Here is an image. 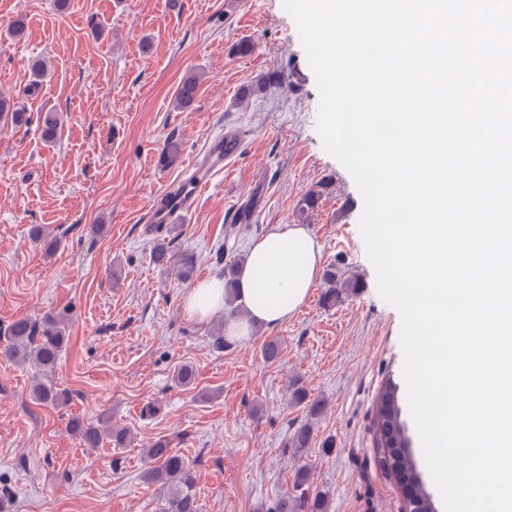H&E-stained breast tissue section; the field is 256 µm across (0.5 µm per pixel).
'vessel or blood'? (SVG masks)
<instances>
[{
	"label": "vessel or blood",
	"instance_id": "vessel-or-blood-1",
	"mask_svg": "<svg viewBox=\"0 0 512 512\" xmlns=\"http://www.w3.org/2000/svg\"><path fill=\"white\" fill-rule=\"evenodd\" d=\"M242 151V140L228 136L214 143L204 165L194 175L165 189L152 202L147 217L148 232L155 233L167 225L178 223L196 207L199 195L212 177L223 172L228 161Z\"/></svg>",
	"mask_w": 512,
	"mask_h": 512
}]
</instances>
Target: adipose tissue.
<instances>
[{
	"instance_id": "adipose-tissue-1",
	"label": "adipose tissue",
	"mask_w": 512,
	"mask_h": 512,
	"mask_svg": "<svg viewBox=\"0 0 512 512\" xmlns=\"http://www.w3.org/2000/svg\"><path fill=\"white\" fill-rule=\"evenodd\" d=\"M322 273L321 247L300 225L277 224L255 240L237 274L238 293L249 315L230 321L226 333L247 337L252 325L286 322L308 299ZM224 306V282L213 277L188 292L184 308L205 319Z\"/></svg>"
}]
</instances>
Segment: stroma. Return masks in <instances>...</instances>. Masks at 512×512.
<instances>
[{
	"mask_svg": "<svg viewBox=\"0 0 512 512\" xmlns=\"http://www.w3.org/2000/svg\"><path fill=\"white\" fill-rule=\"evenodd\" d=\"M16 19L26 24L20 39L7 33ZM39 59L51 73L30 94ZM191 71L203 79L185 112L175 91ZM260 82L263 91L241 98ZM0 95L32 116L22 128L0 117V348L14 320L65 313L52 380L69 397L59 407L35 401L33 369L0 355V512H159L141 451L160 438L193 465L202 512H270L298 491L327 512H406L401 476L379 464L377 416L384 387L403 378L401 317L377 290L362 196L323 147L315 76L283 0H70L65 10L58 0H0ZM50 110L64 118L53 145L37 121ZM223 132L240 134L243 151L163 233L193 257V281L245 259L272 225L299 224L321 244L325 269L358 286L330 305L318 280L288 322L218 349L225 311L188 315L192 281L153 264L143 219ZM170 140L181 149L168 165L160 155ZM314 191L317 205L300 213ZM35 224L59 236L54 253L30 241ZM273 339L281 352L269 362L262 347ZM184 363L197 374L189 387L174 381ZM298 388L306 403H293ZM149 404L156 413L143 415ZM75 418L109 420L135 440L84 447L68 429ZM306 423L311 439L299 450Z\"/></svg>",
	"mask_w": 512,
	"mask_h": 512,
	"instance_id": "1",
	"label": "stroma"
}]
</instances>
